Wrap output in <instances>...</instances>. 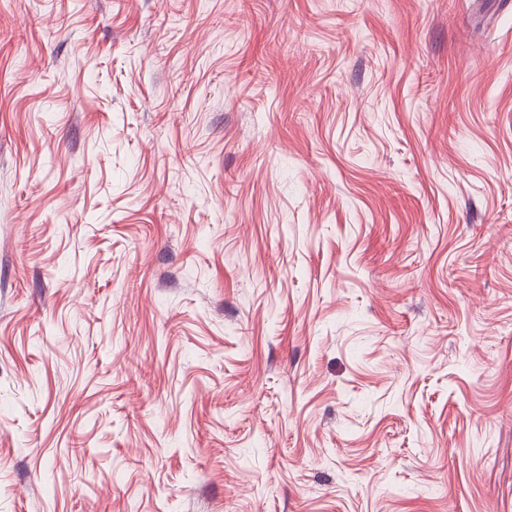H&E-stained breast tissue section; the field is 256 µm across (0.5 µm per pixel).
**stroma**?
<instances>
[{
    "mask_svg": "<svg viewBox=\"0 0 512 512\" xmlns=\"http://www.w3.org/2000/svg\"><path fill=\"white\" fill-rule=\"evenodd\" d=\"M0 512H512V0H0Z\"/></svg>",
    "mask_w": 512,
    "mask_h": 512,
    "instance_id": "35a3bbf8",
    "label": "stroma"
}]
</instances>
